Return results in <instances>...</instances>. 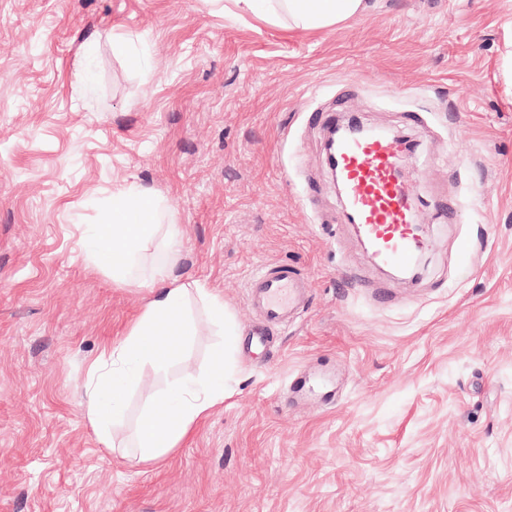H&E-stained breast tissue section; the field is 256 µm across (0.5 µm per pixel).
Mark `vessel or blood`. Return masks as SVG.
<instances>
[{"label":"vessel or blood","mask_w":512,"mask_h":512,"mask_svg":"<svg viewBox=\"0 0 512 512\" xmlns=\"http://www.w3.org/2000/svg\"><path fill=\"white\" fill-rule=\"evenodd\" d=\"M408 152L402 138L381 130L347 136L336 144L333 168L346 219L382 267L412 266L430 247L402 169ZM247 288L251 306L268 327L286 326L308 308L307 279L289 265H263L250 276Z\"/></svg>","instance_id":"obj_1"}]
</instances>
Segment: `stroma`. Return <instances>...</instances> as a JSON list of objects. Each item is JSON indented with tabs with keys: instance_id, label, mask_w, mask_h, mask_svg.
<instances>
[{
	"instance_id": "stroma-1",
	"label": "stroma",
	"mask_w": 512,
	"mask_h": 512,
	"mask_svg": "<svg viewBox=\"0 0 512 512\" xmlns=\"http://www.w3.org/2000/svg\"><path fill=\"white\" fill-rule=\"evenodd\" d=\"M367 3L301 30L216 0H0V512H512V0ZM321 112L415 140L416 281L347 224ZM125 184L163 199L178 274L237 326L223 403L149 463L138 413L224 338L192 302L194 336L99 442L88 364L150 292L81 239ZM267 262L306 274L308 311L256 352ZM300 369L335 402H290Z\"/></svg>"
}]
</instances>
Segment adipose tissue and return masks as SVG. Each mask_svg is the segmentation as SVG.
<instances>
[{
    "instance_id": "ef3b65f1",
    "label": "adipose tissue",
    "mask_w": 512,
    "mask_h": 512,
    "mask_svg": "<svg viewBox=\"0 0 512 512\" xmlns=\"http://www.w3.org/2000/svg\"><path fill=\"white\" fill-rule=\"evenodd\" d=\"M244 11L287 16L289 25L323 29L360 16L365 0H235ZM161 241L167 254L146 278L136 277L143 248ZM84 259L111 270L115 281L150 288L152 297L118 344L106 346L88 367L86 415L102 444L110 442V426L121 420L127 390L140 382L142 368L164 375L187 336L193 335L191 298H199L210 320L224 329V349L206 372L183 378L156 392L142 413L135 440L141 460L166 457L192 426L224 400V378L234 356L236 324L223 299L204 289H191L172 272L178 260V227L166 223L160 199L151 189L128 186L112 195V217L88 227L83 236Z\"/></svg>"
}]
</instances>
